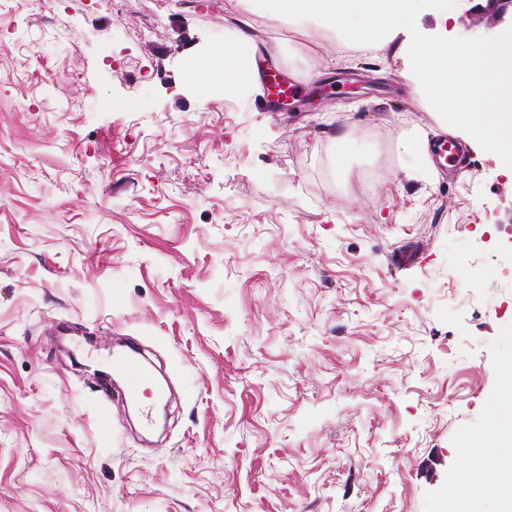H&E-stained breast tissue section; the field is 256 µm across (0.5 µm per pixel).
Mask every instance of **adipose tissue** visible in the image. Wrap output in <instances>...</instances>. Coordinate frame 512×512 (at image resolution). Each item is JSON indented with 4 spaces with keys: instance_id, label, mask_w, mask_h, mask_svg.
Wrapping results in <instances>:
<instances>
[{
    "instance_id": "adipose-tissue-1",
    "label": "adipose tissue",
    "mask_w": 512,
    "mask_h": 512,
    "mask_svg": "<svg viewBox=\"0 0 512 512\" xmlns=\"http://www.w3.org/2000/svg\"><path fill=\"white\" fill-rule=\"evenodd\" d=\"M256 51L254 42L242 31L225 37L221 48L212 50L199 72L200 87L219 85L223 91L236 93L248 85L256 84L258 76L253 66ZM507 383L501 415L494 422L492 431L481 441L468 444L464 455L475 458L479 464L502 469L508 458L505 448L512 446V362L502 366Z\"/></svg>"
}]
</instances>
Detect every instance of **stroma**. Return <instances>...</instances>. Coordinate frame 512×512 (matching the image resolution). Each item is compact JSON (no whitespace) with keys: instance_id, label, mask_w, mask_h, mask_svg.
Segmentation results:
<instances>
[{"instance_id":"35a3bbf8","label":"stroma","mask_w":512,"mask_h":512,"mask_svg":"<svg viewBox=\"0 0 512 512\" xmlns=\"http://www.w3.org/2000/svg\"><path fill=\"white\" fill-rule=\"evenodd\" d=\"M248 19L322 111L200 91ZM0 512H437L512 359V169L439 135L395 46L241 0H18L0 15ZM167 382L127 422L90 364ZM409 158L412 167L421 174L426 175L429 172L432 162L429 157L427 142L420 134H415L411 138ZM115 370L127 377L134 378L141 386L151 388L152 377L140 359L134 355H124L113 359Z\"/></svg>"}]
</instances>
